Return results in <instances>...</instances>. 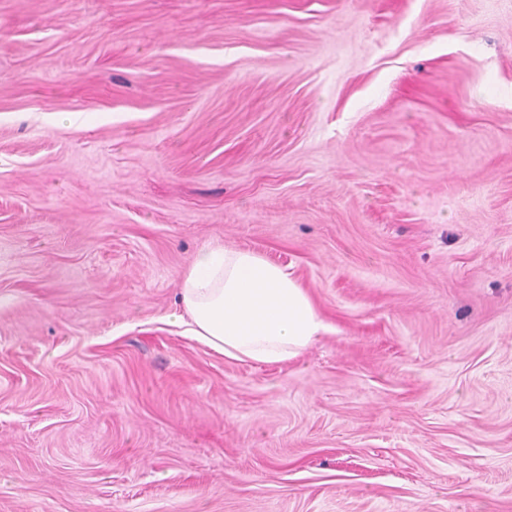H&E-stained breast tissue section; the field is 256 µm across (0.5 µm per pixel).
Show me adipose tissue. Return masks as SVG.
<instances>
[{
    "label": "adipose tissue",
    "instance_id": "obj_1",
    "mask_svg": "<svg viewBox=\"0 0 512 512\" xmlns=\"http://www.w3.org/2000/svg\"><path fill=\"white\" fill-rule=\"evenodd\" d=\"M175 325L216 353L277 364L329 329L308 291L284 267L248 250L208 243L178 282Z\"/></svg>",
    "mask_w": 512,
    "mask_h": 512
}]
</instances>
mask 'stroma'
Returning <instances> with one entry per match:
<instances>
[{
    "label": "stroma",
    "instance_id": "stroma-1",
    "mask_svg": "<svg viewBox=\"0 0 512 512\" xmlns=\"http://www.w3.org/2000/svg\"><path fill=\"white\" fill-rule=\"evenodd\" d=\"M208 242L330 331L183 333ZM0 512H512V0H0Z\"/></svg>",
    "mask_w": 512,
    "mask_h": 512
}]
</instances>
